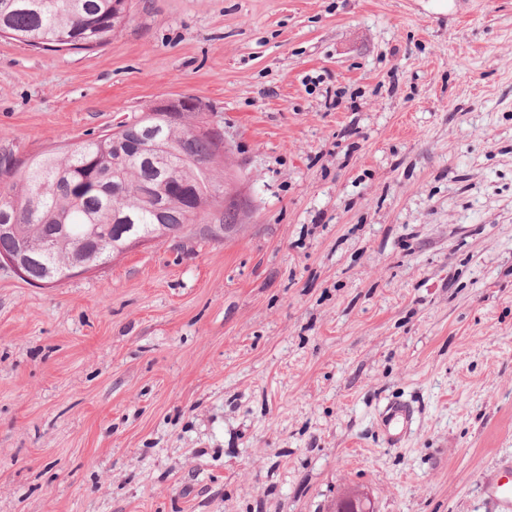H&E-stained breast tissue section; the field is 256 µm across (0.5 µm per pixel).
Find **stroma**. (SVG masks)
Returning <instances> with one entry per match:
<instances>
[{"instance_id": "1", "label": "stroma", "mask_w": 512, "mask_h": 512, "mask_svg": "<svg viewBox=\"0 0 512 512\" xmlns=\"http://www.w3.org/2000/svg\"><path fill=\"white\" fill-rule=\"evenodd\" d=\"M182 96L248 215L52 287L0 264V512H500L512 0H131L91 52L0 37L24 157ZM415 410L406 402L389 401L380 412L379 419L387 443L398 446L415 420Z\"/></svg>"}]
</instances>
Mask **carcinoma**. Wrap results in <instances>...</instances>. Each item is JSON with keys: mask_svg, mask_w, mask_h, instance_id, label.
Masks as SVG:
<instances>
[{"mask_svg": "<svg viewBox=\"0 0 512 512\" xmlns=\"http://www.w3.org/2000/svg\"><path fill=\"white\" fill-rule=\"evenodd\" d=\"M127 17L116 0H0V36L32 49L60 50L72 45L91 50L111 37ZM161 125L164 150L147 157L128 148L138 142L150 120L137 117L117 131L77 144L64 152L48 151L20 158L0 149V255H22L52 246L50 263L64 268L88 254L97 262L121 253L130 238H170L208 213L227 229L235 225L244 202L236 195L216 209L218 169L208 163L216 143L193 134L186 118ZM166 176L174 177L163 214L156 217L150 191Z\"/></svg>", "mask_w": 512, "mask_h": 512, "instance_id": "1", "label": "carcinoma"}]
</instances>
